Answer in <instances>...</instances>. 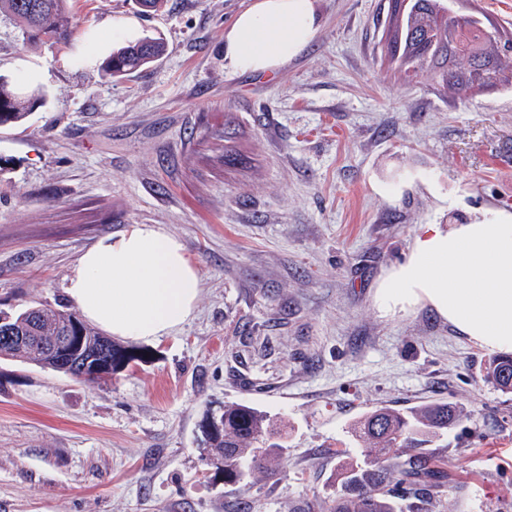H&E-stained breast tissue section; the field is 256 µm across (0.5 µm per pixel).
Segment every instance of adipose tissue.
<instances>
[{
    "label": "adipose tissue",
    "instance_id": "ef3b65f1",
    "mask_svg": "<svg viewBox=\"0 0 512 512\" xmlns=\"http://www.w3.org/2000/svg\"><path fill=\"white\" fill-rule=\"evenodd\" d=\"M318 32L315 0H250L224 32V65L235 72L278 70ZM201 284L200 266L179 237L159 224H131L81 255L66 293L103 331L155 341L193 317ZM375 300L393 314L429 306L480 346L512 351V215L421 225Z\"/></svg>",
    "mask_w": 512,
    "mask_h": 512
}]
</instances>
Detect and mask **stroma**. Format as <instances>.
<instances>
[{
  "mask_svg": "<svg viewBox=\"0 0 512 512\" xmlns=\"http://www.w3.org/2000/svg\"><path fill=\"white\" fill-rule=\"evenodd\" d=\"M248 0H70L69 42H23L0 14V75L46 103L0 126V304H68L99 238L160 224L200 263L195 316L111 381L0 358V512H224L206 414L250 403L287 423L253 512L329 496L348 424L441 398L467 418L436 454L447 512H512V395L492 353L430 307L381 312L385 271L424 224L512 214V87L452 99L380 52L384 0H316V40L280 70L234 72L224 31ZM163 37L121 81V44ZM232 148L235 162L224 160ZM485 379L504 394L512 393V353L494 356L485 363Z\"/></svg>",
  "mask_w": 512,
  "mask_h": 512,
  "instance_id": "stroma-1",
  "label": "stroma"
}]
</instances>
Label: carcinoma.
Listing matches in <instances>:
<instances>
[{
    "instance_id": "1",
    "label": "carcinoma",
    "mask_w": 512,
    "mask_h": 512,
    "mask_svg": "<svg viewBox=\"0 0 512 512\" xmlns=\"http://www.w3.org/2000/svg\"><path fill=\"white\" fill-rule=\"evenodd\" d=\"M0 0V13L19 25L23 40L65 41L72 28L69 0ZM383 49L409 82L426 79L453 99L512 85V39L476 14H448L439 0H386ZM166 52L163 39L130 43L112 52L103 71L125 78ZM45 93L22 94L0 75V125L26 119L43 106ZM84 338L88 354L64 362L59 351ZM0 356L69 376L79 383H106L132 360L124 346L89 327L75 312L32 306L20 312L0 310ZM485 379L504 394L512 393V353L485 363ZM466 413L443 400L405 410L374 406L350 424L363 461L338 466L336 493L329 503L308 504L302 512H432L429 506L450 483L447 463L429 451ZM220 426L206 433L209 458L224 463V482L241 486L232 512H251L249 478H275L284 466V448L276 443V424L246 403L224 405Z\"/></svg>"
}]
</instances>
